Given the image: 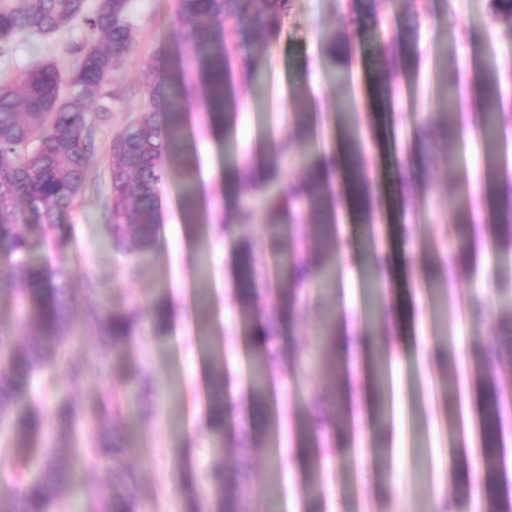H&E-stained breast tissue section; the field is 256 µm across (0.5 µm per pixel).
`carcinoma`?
Segmentation results:
<instances>
[{
	"mask_svg": "<svg viewBox=\"0 0 512 512\" xmlns=\"http://www.w3.org/2000/svg\"><path fill=\"white\" fill-rule=\"evenodd\" d=\"M292 0H178L177 19L191 47L193 66L205 76V112L233 128L240 110L233 81L235 45L227 37L230 25L252 26L262 43V54L244 58L240 64L254 85L264 79L265 58L277 39ZM129 0H98L96 9L85 11V0H0V52L13 36L22 33L53 35L81 22L97 37L94 44L73 48L78 56L75 69L64 73L52 61L22 70L7 81L0 80V244L16 256L7 279L19 286V318L31 333L21 343L0 336V436L5 437L19 469V486L12 512H53L62 499L74 469L87 455L112 464L116 446L112 420L122 404L134 402L151 412L148 397L152 380L142 370L126 380L128 394H105L107 402L95 407L72 395L54 400L52 415L57 436L51 437L42 410L30 400L37 378L59 366L69 369L74 379L96 376L108 381L103 366L115 347L131 338L139 320L132 311H112L102 299L99 284L90 282L81 296L86 317L104 331L102 357L95 363L74 365L68 346L79 341L69 316L73 298L59 283L51 282L43 268L26 259L30 247L28 228L38 230L42 244L56 247L57 214L71 208L80 197L93 140L91 112L103 117L110 112L107 87L136 37L127 15ZM181 78L164 73L145 91L141 115L131 121L112 141L110 166V232L113 250L125 257L141 255L153 247L160 224V188L165 177L177 173L184 197H194V165L184 146L187 132L183 119ZM288 121L304 135L309 150L298 163L302 179L279 194L269 188L279 179L270 159L229 167L225 174L224 224L235 253L234 282L240 313L257 318L260 331L254 343L248 385L256 400L271 392V373L282 352L276 342L290 328L297 308L309 289L323 294L336 278V263L327 252L306 255L300 244L315 231L327 239L336 235L337 200L319 154L326 149L319 121L305 103L298 102ZM512 112L505 107L497 79L485 88L480 123L473 128L476 143L501 145ZM42 144L38 153L29 151L32 142ZM347 198L362 222L373 221L372 185L367 178L365 151L358 137L346 145ZM263 195L268 223L267 240L271 267H259L252 254L250 232L258 213L250 197ZM463 190L448 194V210L463 231L471 232L474 210L461 202ZM483 208L499 239L512 249V197H503L493 182L485 184ZM37 214L41 223H25V211ZM468 237L456 242L448 263L452 280L472 262ZM274 295L268 305L256 308L259 289ZM503 336L484 344L474 358L475 372L485 363L512 359V311L501 316ZM226 378H211L207 400V429L221 444L229 424L224 415ZM480 448L481 512H512V468L506 450V431L512 427V390L496 380L483 381ZM335 428L332 417L321 406L312 414V425L300 430L306 446L319 448ZM90 435V447L71 445L74 433ZM87 512H139L136 496L118 479L103 485L94 468L85 470ZM247 484L241 476L224 474V462L215 461L206 476L202 494H194L188 512H241Z\"/></svg>",
	"mask_w": 512,
	"mask_h": 512,
	"instance_id": "1",
	"label": "carcinoma"
}]
</instances>
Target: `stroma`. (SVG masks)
<instances>
[{
    "mask_svg": "<svg viewBox=\"0 0 512 512\" xmlns=\"http://www.w3.org/2000/svg\"><path fill=\"white\" fill-rule=\"evenodd\" d=\"M177 6V0H130L128 20L137 42L109 87L111 111L95 132L86 188L58 219L57 251L36 246L28 255L32 263L65 268L63 283L71 295L80 296L92 280L105 287L107 304L140 315L134 337L111 359V382L124 391L126 365L141 367L155 382L153 414L145 419L128 407L115 418L123 447L112 470L99 475L105 480L115 470L130 475L142 512H187L179 470L189 464L202 476L216 459L205 428L207 384L228 367L225 468L234 470L240 458L241 429H248L257 444L249 471L256 492L244 499V512H408L429 501L439 484H451L449 458L458 439L478 445L481 378L512 380V363L487 365L479 378L468 370L481 344L499 333L500 308L512 296V250H493L490 224L476 219L471 243L478 264L455 283L446 279V246L456 243L457 227L448 217L444 188L451 180L468 182L470 171H483L482 155L448 139L419 140V127L408 120H438L441 79L466 90L459 110L477 118L482 98L470 74L486 67L498 68L502 95L512 99V21L497 15L495 0H376L370 13L350 11L346 0H293L269 50L266 92L256 93L243 77L235 79L241 101L235 133L210 125L203 112L202 77L190 74L183 117L195 162L198 221L207 231L184 223L181 179L171 175L163 187L155 246L140 257V272L131 278L126 258L112 250L108 227L109 148L124 125L140 115L156 65L178 71L189 52ZM336 28L344 35L345 50L332 60L323 35ZM386 29L419 45L406 72L392 73L370 55L376 35ZM89 39L79 22L51 37L15 36L0 54V76L37 61L52 60L70 70L76 64L72 46ZM341 67L351 72L352 85L337 83ZM297 95L308 98L331 135L332 149L342 144L333 134L337 100H347L354 121L371 135L375 239L398 270L388 296L403 325L394 327L375 304L365 275L373 258L363 244L362 226L346 212L336 239L350 261L339 268L329 300L339 306L351 299L361 324L371 326L374 339L384 340L391 353V404L382 428L360 415L359 390L377 394L368 363L354 367L318 350L324 316L312 300L301 305L280 340L283 356L306 355L304 371L289 376L285 390L273 393L266 407L255 408L248 390L252 345L232 297L233 255L224 233L212 226L224 219L226 162L240 166L257 158L267 134L292 138L284 110L273 104ZM418 156L424 159L419 178L413 170ZM396 178L414 180V194H396L391 186ZM158 303L169 310L163 328L153 318ZM327 365L335 366V377L323 376ZM346 379L356 394L345 402L339 387ZM318 397L341 402L344 415L336 427L342 436L325 448H303L296 430ZM285 446L293 448L298 463L288 464L279 455Z\"/></svg>",
    "mask_w": 512,
    "mask_h": 512,
    "instance_id": "1",
    "label": "stroma"
}]
</instances>
